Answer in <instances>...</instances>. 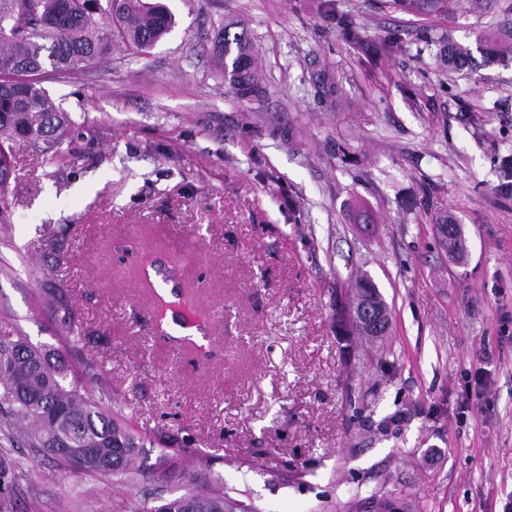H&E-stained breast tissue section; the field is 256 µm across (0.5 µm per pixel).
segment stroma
Here are the masks:
<instances>
[{
    "label": "stroma",
    "instance_id": "1",
    "mask_svg": "<svg viewBox=\"0 0 512 512\" xmlns=\"http://www.w3.org/2000/svg\"><path fill=\"white\" fill-rule=\"evenodd\" d=\"M149 54L43 85L76 125L45 164L15 142L0 213V322L63 346L66 289L114 406L194 467L206 454L259 512H502L512 500V61L452 72L447 40L512 33L487 14L394 0H164ZM351 19L358 36L340 26ZM246 31L265 78L241 98L213 65ZM461 224L462 255L435 220ZM177 262L205 333L160 332L144 256ZM390 313L346 362L332 288L359 273ZM0 512H147L183 483L73 474L0 434ZM305 472L302 485L286 483Z\"/></svg>",
    "mask_w": 512,
    "mask_h": 512
}]
</instances>
